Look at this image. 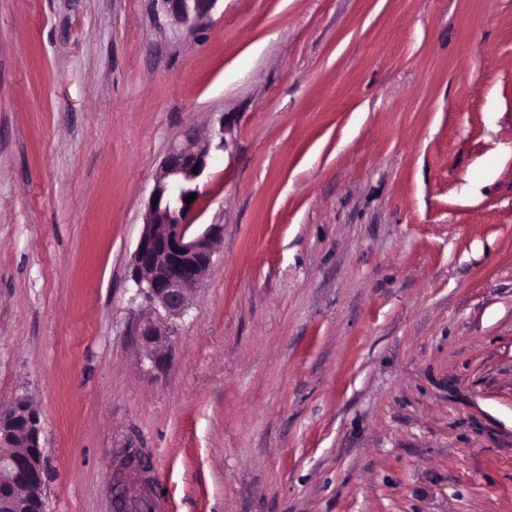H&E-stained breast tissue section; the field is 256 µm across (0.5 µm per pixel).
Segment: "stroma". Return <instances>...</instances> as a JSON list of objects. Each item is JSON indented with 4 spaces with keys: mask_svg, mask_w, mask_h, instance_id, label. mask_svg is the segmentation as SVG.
<instances>
[{
    "mask_svg": "<svg viewBox=\"0 0 512 512\" xmlns=\"http://www.w3.org/2000/svg\"><path fill=\"white\" fill-rule=\"evenodd\" d=\"M224 131L161 319L132 257L157 168ZM46 512H512V0H0V407ZM160 10L179 23L208 16L219 0H154Z\"/></svg>",
    "mask_w": 512,
    "mask_h": 512,
    "instance_id": "1",
    "label": "stroma"
}]
</instances>
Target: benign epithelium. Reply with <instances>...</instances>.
I'll list each match as a JSON object with an SVG mask.
<instances>
[{
	"mask_svg": "<svg viewBox=\"0 0 512 512\" xmlns=\"http://www.w3.org/2000/svg\"><path fill=\"white\" fill-rule=\"evenodd\" d=\"M218 0H156L160 10L179 23L208 16ZM224 150V128L204 139H189L173 147L159 166L146 203L145 221L132 261V280L137 294L154 311L169 317L182 315L194 287L208 274L213 262V243L221 225L211 224L201 234L192 232L196 202L186 203L190 194H199L198 181ZM142 338L150 356H162L164 337L153 321L145 324ZM25 433L30 450L25 454L0 451V484L14 483L21 493L0 500V512H29V500L39 502L45 512L41 481V429L36 417L27 418Z\"/></svg>",
	"mask_w": 512,
	"mask_h": 512,
	"instance_id": "1",
	"label": "benign epithelium"
}]
</instances>
